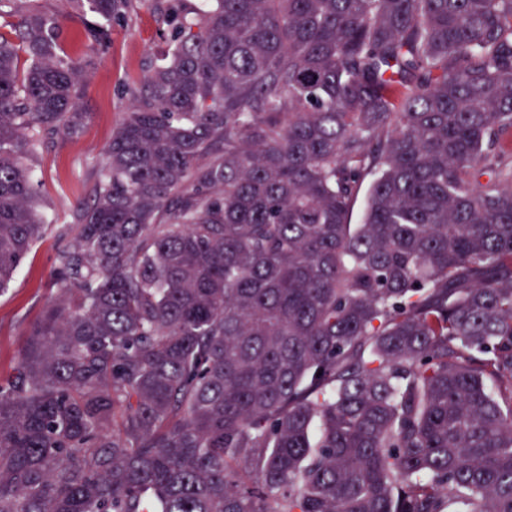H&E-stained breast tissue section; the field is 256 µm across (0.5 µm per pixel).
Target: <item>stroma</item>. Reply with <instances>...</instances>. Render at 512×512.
I'll list each match as a JSON object with an SVG mask.
<instances>
[{
    "mask_svg": "<svg viewBox=\"0 0 512 512\" xmlns=\"http://www.w3.org/2000/svg\"><path fill=\"white\" fill-rule=\"evenodd\" d=\"M189 13L196 0H130L123 19L112 25L105 53L87 69L81 96L84 123L54 135L30 150L34 203L46 226L24 262L0 292V379L18 365L29 329L60 294L54 271L63 250L79 234L77 211L90 203L112 131L133 103L149 67L163 58L170 29L169 9ZM91 14L74 12L60 21V49L87 54Z\"/></svg>",
    "mask_w": 512,
    "mask_h": 512,
    "instance_id": "obj_1",
    "label": "stroma"
}]
</instances>
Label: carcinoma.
<instances>
[{"label": "carcinoma", "instance_id": "1", "mask_svg": "<svg viewBox=\"0 0 512 512\" xmlns=\"http://www.w3.org/2000/svg\"><path fill=\"white\" fill-rule=\"evenodd\" d=\"M62 2L99 55L130 0ZM58 26L0 33V288L45 229L23 149L81 119ZM78 221L0 512H512V0L173 15Z\"/></svg>", "mask_w": 512, "mask_h": 512}]
</instances>
